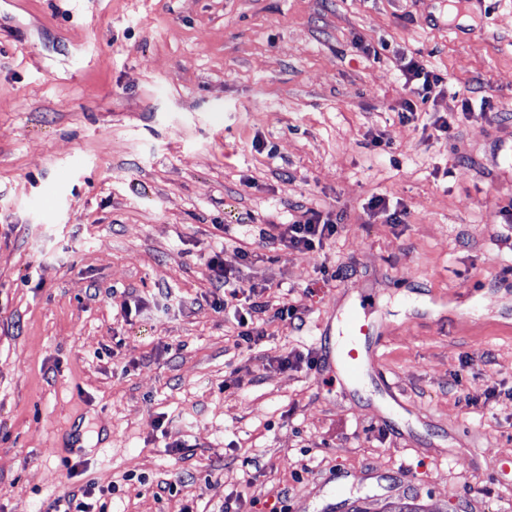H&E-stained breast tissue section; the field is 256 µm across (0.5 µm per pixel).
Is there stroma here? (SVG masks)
<instances>
[{
  "instance_id": "obj_1",
  "label": "stroma",
  "mask_w": 512,
  "mask_h": 512,
  "mask_svg": "<svg viewBox=\"0 0 512 512\" xmlns=\"http://www.w3.org/2000/svg\"><path fill=\"white\" fill-rule=\"evenodd\" d=\"M506 206L512 0H0V512H512ZM364 303L381 376L308 368ZM406 73L404 85L408 97L402 100L401 112L398 111L402 120H408L415 114L414 99L420 100L422 103L426 102L430 98L433 88L442 82L441 78L428 70L424 64L413 59L406 64ZM304 220L288 224L284 233L278 237H272V243L279 241L284 247L288 249L303 251H314L317 248H322L324 240L330 239L336 235L338 222L320 220L319 215L312 210L304 213ZM208 264L210 268L215 272V290L218 292L222 291V299L219 298V295H214L213 305L215 308H224L225 310L229 303L238 299L240 290L238 288L240 287L234 285V283L230 281V278L227 276V273L224 270V265L220 259L219 253H215L213 256H211L209 258ZM269 307L267 302L253 301L245 309V312H239L237 317V326L240 329L238 332L239 340L249 346L255 340V336H260L257 330V323L262 320L260 315L267 316ZM95 483L87 485L82 492V498H78L77 495L72 494L71 496L65 497L64 499H58L54 512H92L93 506L91 503L84 499L90 498L95 492ZM63 507V510H61Z\"/></svg>"
}]
</instances>
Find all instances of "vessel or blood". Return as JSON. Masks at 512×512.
Returning a JSON list of instances; mask_svg holds the SVG:
<instances>
[{"label":"vessel or blood","instance_id":"b4317fda","mask_svg":"<svg viewBox=\"0 0 512 512\" xmlns=\"http://www.w3.org/2000/svg\"><path fill=\"white\" fill-rule=\"evenodd\" d=\"M370 324L360 314L349 313L338 339L322 335L318 338L319 366L323 369L342 365L348 378L360 377L363 371H376L377 366L368 353Z\"/></svg>","mask_w":512,"mask_h":512}]
</instances>
